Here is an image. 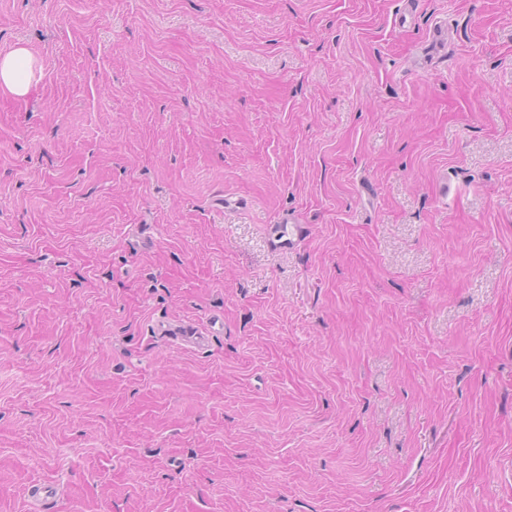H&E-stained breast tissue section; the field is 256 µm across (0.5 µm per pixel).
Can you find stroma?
I'll use <instances>...</instances> for the list:
<instances>
[{
    "instance_id": "35a3bbf8",
    "label": "stroma",
    "mask_w": 512,
    "mask_h": 512,
    "mask_svg": "<svg viewBox=\"0 0 512 512\" xmlns=\"http://www.w3.org/2000/svg\"><path fill=\"white\" fill-rule=\"evenodd\" d=\"M18 45L0 512H512V0H0ZM38 72L40 67L26 47L0 53V91L23 98L34 86ZM269 232L270 242L276 250H292L310 237L312 226L283 218L279 224L269 226ZM224 320L219 317L207 319L201 326L188 323L183 325H174L172 323H159L156 330L165 340L180 344L186 349L202 350L204 349L216 331L223 330ZM58 494V489L53 483H35L28 488L29 512H46L47 505Z\"/></svg>"
}]
</instances>
